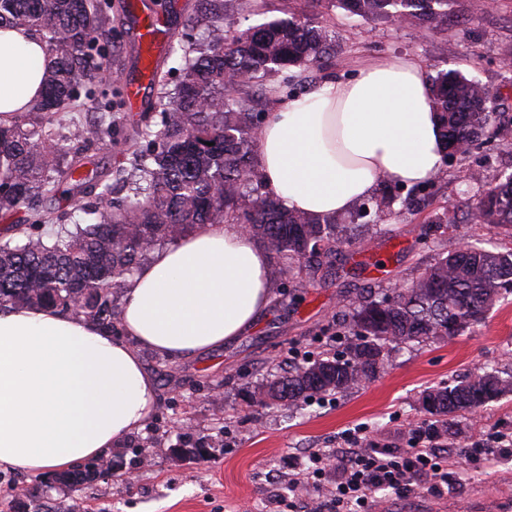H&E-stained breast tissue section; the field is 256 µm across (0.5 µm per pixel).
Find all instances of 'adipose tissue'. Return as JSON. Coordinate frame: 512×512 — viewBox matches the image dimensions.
<instances>
[{"instance_id": "1", "label": "adipose tissue", "mask_w": 512, "mask_h": 512, "mask_svg": "<svg viewBox=\"0 0 512 512\" xmlns=\"http://www.w3.org/2000/svg\"><path fill=\"white\" fill-rule=\"evenodd\" d=\"M53 63L39 36L0 28V120L26 111ZM431 85L414 57L280 101L259 133L256 173L287 208L349 211L381 181L414 185L442 165ZM269 257L238 224H202L128 279L122 337L54 307H0V467L65 472L143 428L156 383L138 348L190 357L223 347L269 303Z\"/></svg>"}]
</instances>
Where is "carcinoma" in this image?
Returning a JSON list of instances; mask_svg holds the SVG:
<instances>
[{
	"label": "carcinoma",
	"mask_w": 512,
	"mask_h": 512,
	"mask_svg": "<svg viewBox=\"0 0 512 512\" xmlns=\"http://www.w3.org/2000/svg\"><path fill=\"white\" fill-rule=\"evenodd\" d=\"M322 0H298L282 16L266 15L239 31L224 15L240 0H196L191 22L207 23L206 39L192 49L175 92L160 98L159 120L140 115L130 131L117 121L125 104L121 79L107 81L111 62L112 0H0V27L37 31L53 56L40 100L0 124V218L24 216L0 240V306H52L81 311L99 326L120 323L117 290L156 246L197 224L242 225L268 252L270 279L290 275L293 264L321 268L344 244L347 224L369 223L391 212L394 194L356 206L349 218H313L288 209L262 191L254 170L260 120L240 100L235 76L260 90L290 68L308 69L333 48L330 25L313 14ZM364 21L390 20L429 31L448 25L457 0H338ZM445 150L460 156L493 134L512 139V118L490 106L486 87L458 69L432 80ZM98 112L93 121L76 113ZM68 136L60 139L57 129ZM141 149L111 168L93 151L118 138ZM473 224H496L512 238V173L504 174L468 212ZM54 227L48 242L39 228ZM512 294V248L475 240L440 255L393 294L365 299L339 322L352 337L343 350L323 354L257 392L258 402L288 406L316 396L346 393L375 378L397 345L459 336ZM509 386L497 370H481L426 393L433 433L448 431L461 414L497 399ZM96 477L86 466L54 476L76 492Z\"/></svg>",
	"instance_id": "cac0c4a2"
}]
</instances>
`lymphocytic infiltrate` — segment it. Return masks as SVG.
<instances>
[{"instance_id": "f902f5d3", "label": "lymphocytic infiltrate", "mask_w": 512, "mask_h": 512, "mask_svg": "<svg viewBox=\"0 0 512 512\" xmlns=\"http://www.w3.org/2000/svg\"><path fill=\"white\" fill-rule=\"evenodd\" d=\"M415 443L407 448H369L361 437H352V446L341 458L342 471L334 487L321 489L319 479L330 459L328 451L319 449L310 457L311 467L288 479L293 495L309 499L327 497L332 512H373V491L392 489L410 491L421 475H429L434 487L448 481V456L434 448L430 434L414 433Z\"/></svg>"}]
</instances>
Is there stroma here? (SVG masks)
<instances>
[{"label":"stroma","instance_id":"35a3bbf8","mask_svg":"<svg viewBox=\"0 0 512 512\" xmlns=\"http://www.w3.org/2000/svg\"><path fill=\"white\" fill-rule=\"evenodd\" d=\"M116 30L110 49L112 68L134 76L142 52L132 24L112 0ZM140 14L159 13L172 36V51H161L159 73L175 81L184 63L183 39L201 37L202 28L188 18L195 0H136ZM320 10L335 33L334 51L322 69L302 73L299 83H269L266 91L243 89L256 112L269 114L287 95L317 90L324 82L345 79L367 64L410 55L427 74L459 68L477 76L490 92L512 81L503 57L512 54V0L495 5L472 23L452 12L443 31L431 33L385 20L362 21L348 16L331 0ZM479 169L482 185L463 178ZM512 172V142L490 141L463 158L449 162L413 209L393 206L391 216L359 228L361 246H343L313 284L304 288H272L269 306L255 324L224 347L192 357H164L142 348L138 355L157 383L155 408L138 432L130 434L117 455L128 480L100 478L83 486V512H287L288 475L309 464L317 449L346 447V437L364 430L378 448H406L415 426L432 423L423 408L426 391L484 367L512 369V295L500 300L486 318L463 335L393 350L376 378L340 395L303 407L265 406L255 392L318 355L336 351L342 337L336 319L369 288L388 290L410 283L432 262L436 252L457 250L470 235L498 245L511 242L501 228L468 223L466 214L483 185ZM456 207L457 223L441 244L428 237L435 212ZM512 435V392L504 393L473 413L460 417L454 434L441 438L448 453V484L434 492L429 476H421L414 493L375 492L376 512H484L495 499L499 512H512V456L470 455L474 446L496 447L500 436ZM204 443L198 460L177 456L180 448ZM279 479L271 481L269 470ZM37 491L36 507L62 512L71 492L46 477L0 468V512H16L21 490Z\"/></svg>","mask_w":512,"mask_h":512}]
</instances>
